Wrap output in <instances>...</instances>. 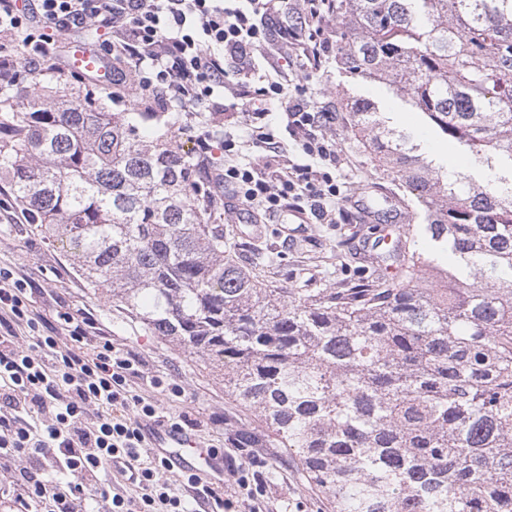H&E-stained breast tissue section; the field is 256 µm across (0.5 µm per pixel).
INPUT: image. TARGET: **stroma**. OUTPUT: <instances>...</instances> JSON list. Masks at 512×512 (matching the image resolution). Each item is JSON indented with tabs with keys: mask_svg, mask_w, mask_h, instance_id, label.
<instances>
[{
	"mask_svg": "<svg viewBox=\"0 0 512 512\" xmlns=\"http://www.w3.org/2000/svg\"><path fill=\"white\" fill-rule=\"evenodd\" d=\"M338 57L339 47L332 44L320 69L284 68L280 81L287 96L303 93L314 107L335 110L336 146L345 159L336 170V182L342 194L362 200L369 196L371 188L384 189L396 203L381 205L382 216H389L396 208L406 213L412 224H421L423 216L411 195L402 190L397 174L377 166L360 150L346 104L353 96L372 99L380 111L386 112L391 126L400 130L417 127L421 118L387 88L351 83L340 69ZM422 147L449 169L469 170L478 180L487 173L486 166L471 160L463 144L445 141L432 133ZM214 210L219 223L233 232L241 243V257L256 252L278 257V264L268 276L273 285L333 288L367 267L360 256V248L371 235V225L351 220L344 224L296 226L288 213L282 211L262 217L260 229L255 232L226 213L223 204H215ZM336 249L346 253L345 264L330 269L318 265V257ZM0 268L34 284L35 306L43 314L54 318L63 309L75 315H90L96 323L97 335L111 337L114 344L137 352L146 361V374L167 377L179 384L182 396H161L160 404L167 415L187 414L197 419L198 425L191 435L202 447L225 449L229 446L226 429L210 423L214 415L233 422L257 424L256 415L239 412L225 396L221 367L194 359L179 345L152 335L126 311L112 306L104 295L90 288L78 275L67 248L29 224L24 211L13 202L3 179L0 180ZM259 454L265 459L259 472L266 489L267 512H328L325 500L301 481L298 467L285 449L263 448Z\"/></svg>",
	"mask_w": 512,
	"mask_h": 512,
	"instance_id": "obj_1",
	"label": "stroma"
}]
</instances>
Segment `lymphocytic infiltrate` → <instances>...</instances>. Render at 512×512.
Wrapping results in <instances>:
<instances>
[{"mask_svg": "<svg viewBox=\"0 0 512 512\" xmlns=\"http://www.w3.org/2000/svg\"><path fill=\"white\" fill-rule=\"evenodd\" d=\"M335 12L336 0H246L242 7L234 0H0V80H17L18 47L50 57L60 36L94 27L142 103L200 113L236 76V57L267 47L269 72L237 78L252 124L249 145L274 152L263 121L284 86L272 74L283 59L320 64L328 46L320 25ZM286 13L303 16V24L280 25ZM283 119L307 161L267 174L251 162L214 168V148L232 150L234 141L198 138L197 165L212 174L214 197L236 200L240 217L288 209L329 224L348 220L336 205L341 158L327 134L335 112L313 111L297 96ZM89 324L67 313L51 323L35 310L28 282L0 270V496L11 512H239L248 503L261 512L264 485L239 467L229 469L242 491L235 499L187 470L179 485L168 481L174 461L147 451L145 427L158 422L181 432L192 419L164 415L154 397L137 392L140 356L89 335Z\"/></svg>", "mask_w": 512, "mask_h": 512, "instance_id": "f902f5d3", "label": "lymphocytic infiltrate"}]
</instances>
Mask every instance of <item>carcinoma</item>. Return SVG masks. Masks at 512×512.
<instances>
[{"label":"carcinoma","instance_id":"cac0c4a2","mask_svg":"<svg viewBox=\"0 0 512 512\" xmlns=\"http://www.w3.org/2000/svg\"><path fill=\"white\" fill-rule=\"evenodd\" d=\"M341 69L394 88L487 166L512 165V0H341ZM38 77L0 92V174L79 274L156 336L224 367L331 512H512V169L475 181L418 153L372 102L362 147L393 169L449 269L405 237L398 273L271 288L212 221L211 185L165 112H113ZM164 128L147 140L141 124Z\"/></svg>","mask_w":512,"mask_h":512}]
</instances>
